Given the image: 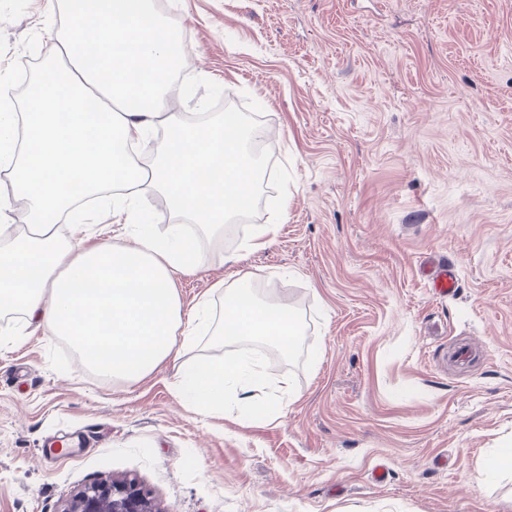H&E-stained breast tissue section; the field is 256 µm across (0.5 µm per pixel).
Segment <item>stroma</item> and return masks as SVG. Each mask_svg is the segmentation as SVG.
<instances>
[{
    "mask_svg": "<svg viewBox=\"0 0 512 512\" xmlns=\"http://www.w3.org/2000/svg\"><path fill=\"white\" fill-rule=\"evenodd\" d=\"M45 2L0 0L15 101L53 53ZM154 3L192 54L177 111L246 110L268 132L262 203L200 240L183 307L254 272L300 317L295 352L264 361L296 395L281 417L266 390L205 414L177 364L105 379L0 317V512H62L125 476L161 512H512V469H485L512 445V0ZM276 211L274 245L243 250ZM62 435L83 448L43 458Z\"/></svg>",
    "mask_w": 512,
    "mask_h": 512,
    "instance_id": "obj_1",
    "label": "stroma"
}]
</instances>
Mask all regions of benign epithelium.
I'll return each mask as SVG.
<instances>
[{"mask_svg":"<svg viewBox=\"0 0 512 512\" xmlns=\"http://www.w3.org/2000/svg\"><path fill=\"white\" fill-rule=\"evenodd\" d=\"M64 512H156V508L137 480L124 478L84 488Z\"/></svg>","mask_w":512,"mask_h":512,"instance_id":"1","label":"benign epithelium"}]
</instances>
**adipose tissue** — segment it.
Segmentation results:
<instances>
[{
  "label": "adipose tissue",
  "instance_id": "obj_1",
  "mask_svg": "<svg viewBox=\"0 0 512 512\" xmlns=\"http://www.w3.org/2000/svg\"><path fill=\"white\" fill-rule=\"evenodd\" d=\"M64 25L55 31L53 67L34 81L21 111L0 104V313L21 314L24 327L67 338L99 376L136 383L163 362H182L180 386L198 409L250 404L264 383L259 360L226 361L210 351L263 340L289 352L300 329L282 304L251 294L252 272L214 282L208 297L184 312L175 284L198 266L199 245L187 225L214 242L253 193L257 164L246 141L264 137L239 112L190 125L172 109L173 81L186 51L151 0H47ZM165 137L150 162L137 147L157 130ZM35 133L25 149L19 131ZM110 192L108 214L122 227L112 242L92 241L95 216L69 221L81 196ZM163 195L166 237L143 225L145 207ZM23 206L26 228L13 229ZM69 221L68 236L56 224ZM224 297L221 315L211 295ZM209 334L198 353L199 331Z\"/></svg>",
  "mask_w": 512,
  "mask_h": 512
}]
</instances>
